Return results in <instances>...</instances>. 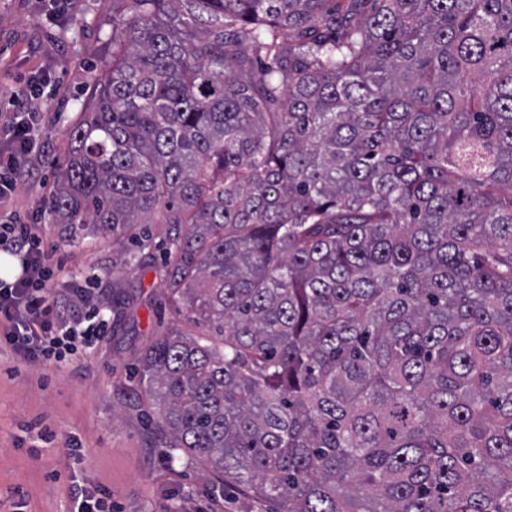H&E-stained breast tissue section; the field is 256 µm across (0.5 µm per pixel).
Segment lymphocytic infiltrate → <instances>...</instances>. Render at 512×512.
<instances>
[{
  "instance_id": "f902f5d3",
  "label": "lymphocytic infiltrate",
  "mask_w": 512,
  "mask_h": 512,
  "mask_svg": "<svg viewBox=\"0 0 512 512\" xmlns=\"http://www.w3.org/2000/svg\"><path fill=\"white\" fill-rule=\"evenodd\" d=\"M42 77H33L17 93L18 111L0 113V203L29 176L42 134V114L33 107V90ZM15 257L18 274L0 277V342L10 346L17 364L39 363L61 368L88 352L103 334V319L84 315V326L60 318L59 267L33 224H0V253Z\"/></svg>"
}]
</instances>
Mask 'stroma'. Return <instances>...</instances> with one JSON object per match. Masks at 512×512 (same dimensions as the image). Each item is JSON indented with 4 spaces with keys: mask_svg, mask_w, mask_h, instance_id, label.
I'll return each mask as SVG.
<instances>
[{
    "mask_svg": "<svg viewBox=\"0 0 512 512\" xmlns=\"http://www.w3.org/2000/svg\"><path fill=\"white\" fill-rule=\"evenodd\" d=\"M47 0H0V113L34 73L56 94L42 105L43 152L35 180L6 209L19 223L48 211L68 154L69 130L95 96L112 55V0H75L48 18ZM63 281L90 279L104 337L62 369L16 365L0 345V512H70L71 488L108 487L112 512H273L274 503L224 481L197 458L168 448L140 385L137 360L161 335L197 333L170 305L155 266L138 269L130 252L156 255L171 228L133 225L107 237L71 242L42 219ZM22 488V500L10 494Z\"/></svg>",
    "mask_w": 512,
    "mask_h": 512,
    "instance_id": "stroma-1",
    "label": "stroma"
}]
</instances>
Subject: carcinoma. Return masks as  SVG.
<instances>
[{"mask_svg":"<svg viewBox=\"0 0 512 512\" xmlns=\"http://www.w3.org/2000/svg\"><path fill=\"white\" fill-rule=\"evenodd\" d=\"M50 216L170 224V447L278 512H512V0H122Z\"/></svg>","mask_w":512,"mask_h":512,"instance_id":"cac0c4a2","label":"carcinoma"}]
</instances>
